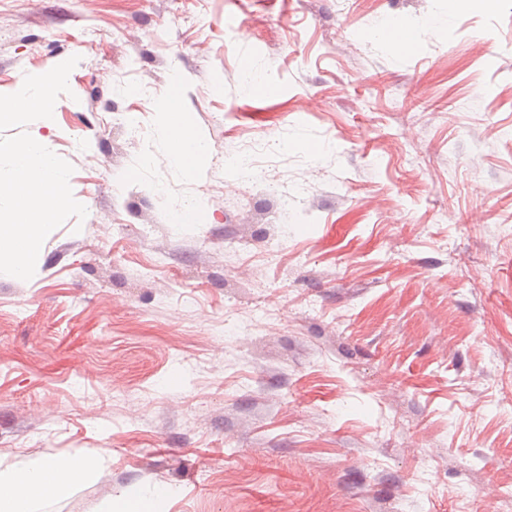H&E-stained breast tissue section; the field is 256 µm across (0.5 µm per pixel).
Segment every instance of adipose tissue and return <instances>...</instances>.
Masks as SVG:
<instances>
[{"label":"adipose tissue","instance_id":"1","mask_svg":"<svg viewBox=\"0 0 512 512\" xmlns=\"http://www.w3.org/2000/svg\"><path fill=\"white\" fill-rule=\"evenodd\" d=\"M183 100L181 84H173L158 110L163 116L174 162L191 172L207 155L208 146L196 131ZM93 467V462L87 459L18 462L0 471V512H38L47 489L68 491L88 478Z\"/></svg>","mask_w":512,"mask_h":512}]
</instances>
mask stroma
<instances>
[{
    "label": "stroma",
    "instance_id": "35a3bbf8",
    "mask_svg": "<svg viewBox=\"0 0 512 512\" xmlns=\"http://www.w3.org/2000/svg\"><path fill=\"white\" fill-rule=\"evenodd\" d=\"M74 55L87 216L0 274V468L95 462L40 512H512V0H0V94ZM183 100L182 86L175 83L167 90L158 112L163 115L174 162L191 172L207 155L208 146L193 126ZM138 488L126 489L121 495V501L114 505L109 499L101 512H168V501L163 493H157L151 498H142Z\"/></svg>",
    "mask_w": 512,
    "mask_h": 512
}]
</instances>
